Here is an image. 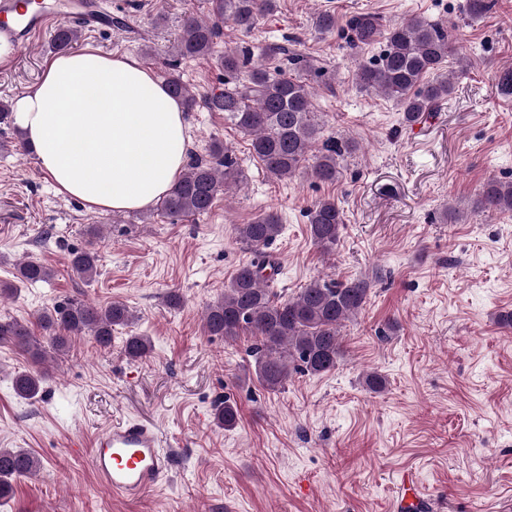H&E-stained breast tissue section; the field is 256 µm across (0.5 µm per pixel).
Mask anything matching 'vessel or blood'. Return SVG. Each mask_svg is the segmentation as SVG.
Returning <instances> with one entry per match:
<instances>
[{
    "mask_svg": "<svg viewBox=\"0 0 512 512\" xmlns=\"http://www.w3.org/2000/svg\"><path fill=\"white\" fill-rule=\"evenodd\" d=\"M102 0H0V38L30 44L63 19L90 29L109 26ZM89 453L101 486L114 495L143 500L168 476L171 457L157 428L126 418L97 435Z\"/></svg>",
    "mask_w": 512,
    "mask_h": 512,
    "instance_id": "vessel-or-blood-1",
    "label": "vessel or blood"
}]
</instances>
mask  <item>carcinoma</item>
Wrapping results in <instances>:
<instances>
[{"mask_svg": "<svg viewBox=\"0 0 512 512\" xmlns=\"http://www.w3.org/2000/svg\"><path fill=\"white\" fill-rule=\"evenodd\" d=\"M278 0H209L207 20L194 15L184 20L177 41L176 54L183 59L204 57L211 53L218 34V23L229 21L249 31L258 19L277 9ZM314 30L330 34L336 29V15L319 12L313 17ZM351 44L355 48L384 43L380 55L357 63L356 82L366 91L394 101L402 112V121L411 126L424 114L434 112L452 93L453 83L444 67L458 50L448 34V27L418 16L386 26L374 13H359L347 20ZM79 40L76 29L63 24L54 35L58 51L74 48ZM224 90L197 98L180 76L169 74L166 87L181 101L186 111L203 103L211 112L224 113V121L249 137L251 154L266 173L286 180L295 176L316 145L311 177L332 183L340 175V159L356 149L352 141L323 137V126L314 120L312 87L302 77L306 65L298 57L289 66L249 64V58L235 50L224 51ZM212 161L196 159L187 164L173 188L161 202L168 216L193 217L207 213L217 195L239 183L241 172L229 155L228 147L215 140L209 149ZM478 209L512 210V183L490 179L484 183L476 201ZM310 235L324 252L336 248L344 228V214L336 200L324 198L308 211ZM282 230L279 216L273 212L258 216L238 227V239L256 260L241 265L224 286V295L208 305L203 318L207 336H221L235 342L245 336L254 341L249 356L254 359L255 375L267 390H280L292 373L323 375L336 369L343 355L341 328L366 302L369 285L363 279L338 282L314 279L296 295L283 298L270 288L275 261L266 249ZM88 247L69 253L67 265L80 280L90 282L97 275L98 256L94 240L98 225L86 230ZM52 270L29 261L17 268V279L42 281ZM45 331L47 346L33 336L29 322L0 318V342L8 343L42 363L46 349L58 355L67 351L74 336H88L97 345L112 344V332L134 321L123 303L98 305L67 300L41 312L37 317ZM151 342L146 336L129 335L124 352L131 358L149 354ZM43 377L38 371H24L13 379L16 394L25 399L36 397ZM239 418L238 407L224 401L216 420L232 428ZM41 460L34 454L15 448H0V498L12 491V481L39 472Z\"/></svg>", "mask_w": 512, "mask_h": 512, "instance_id": "carcinoma-1", "label": "carcinoma"}]
</instances>
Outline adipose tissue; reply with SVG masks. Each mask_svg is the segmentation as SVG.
<instances>
[{"label":"adipose tissue","instance_id":"1","mask_svg":"<svg viewBox=\"0 0 512 512\" xmlns=\"http://www.w3.org/2000/svg\"><path fill=\"white\" fill-rule=\"evenodd\" d=\"M14 116L57 191L92 209L145 208L187 162L180 103L127 56L55 57Z\"/></svg>","mask_w":512,"mask_h":512}]
</instances>
